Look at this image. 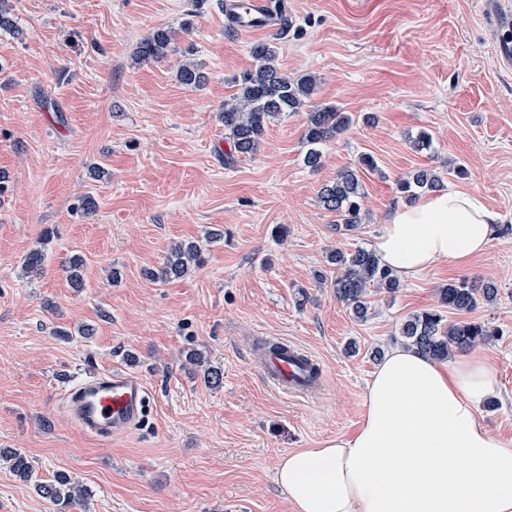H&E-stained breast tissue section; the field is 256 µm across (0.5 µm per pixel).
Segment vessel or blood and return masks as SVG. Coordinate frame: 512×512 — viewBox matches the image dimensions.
Returning a JSON list of instances; mask_svg holds the SVG:
<instances>
[{
	"instance_id": "vessel-or-blood-1",
	"label": "vessel or blood",
	"mask_w": 512,
	"mask_h": 512,
	"mask_svg": "<svg viewBox=\"0 0 512 512\" xmlns=\"http://www.w3.org/2000/svg\"><path fill=\"white\" fill-rule=\"evenodd\" d=\"M248 18L238 19L246 33L278 28L279 18L267 0H251ZM253 366L267 384L289 395H308L323 383L325 371L309 351L284 338L264 341L253 353ZM150 391L136 375L115 371L94 375L70 390L67 408L77 425L87 434L106 437L125 432L139 423L149 402Z\"/></svg>"
}]
</instances>
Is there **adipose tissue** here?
<instances>
[{"mask_svg":"<svg viewBox=\"0 0 512 512\" xmlns=\"http://www.w3.org/2000/svg\"><path fill=\"white\" fill-rule=\"evenodd\" d=\"M499 222L479 198L451 189L394 208L374 251L413 279L485 253ZM496 390L482 355L442 365L392 348L366 385L357 431L283 455L274 480L292 512H512V444L480 418Z\"/></svg>","mask_w":512,"mask_h":512,"instance_id":"ef3b65f1","label":"adipose tissue"}]
</instances>
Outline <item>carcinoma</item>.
Masks as SVG:
<instances>
[{
    "label": "carcinoma",
    "mask_w": 512,
    "mask_h": 512,
    "mask_svg": "<svg viewBox=\"0 0 512 512\" xmlns=\"http://www.w3.org/2000/svg\"><path fill=\"white\" fill-rule=\"evenodd\" d=\"M171 43V34L157 29L139 46L137 58L141 62L164 57ZM256 66L235 79L236 91L224 100L220 119L224 135L231 143V152L224 165L234 163L237 156H250L257 151L265 127L271 119L287 112H306L304 140L307 150L303 156L305 167L315 171L322 166V146L343 133L352 122L351 117L332 105L314 101L317 79L305 73L297 78L281 71L275 46L257 42L251 47ZM178 80L186 85H199L204 75L191 63L183 64L177 72ZM377 165L369 155H363L355 167L341 170L336 178L325 184L319 201L323 209L336 214V225L353 231L362 222V184L360 171H374ZM444 187L443 176L434 169H419L397 181V191L407 202H413L420 193ZM201 252L197 245L176 244L171 247L161 267L146 272L155 282L164 283L186 276L200 264ZM329 263L336 267L333 281L336 299L350 309L355 318L363 320L371 308L370 289L388 292L399 287L393 272L382 266L374 252L358 247L350 252L336 250L329 255ZM441 306L458 312H470L478 301L492 302L497 288L489 283L462 280L438 290ZM401 335L406 344L419 353L436 360H445L454 351H463L489 341L495 331L479 322H447L439 310L423 311L404 322ZM43 496L60 508L81 503L87 489L65 474L40 484Z\"/></svg>",
    "instance_id": "obj_1"
}]
</instances>
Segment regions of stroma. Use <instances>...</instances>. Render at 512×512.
Wrapping results in <instances>:
<instances>
[{"instance_id":"obj_1","label":"stroma","mask_w":512,"mask_h":512,"mask_svg":"<svg viewBox=\"0 0 512 512\" xmlns=\"http://www.w3.org/2000/svg\"><path fill=\"white\" fill-rule=\"evenodd\" d=\"M222 0H6L0 29V512H57L37 490L60 473L89 495L71 512H292L273 481L280 457L351 435L381 356L402 323L438 308L461 280L497 287L463 319L498 329L480 345L498 386L484 424L512 443V232L465 265L440 262L355 319L332 288L336 249L371 248L402 199L399 178L452 161L444 178L512 225V67L497 56L512 0H288L286 33L242 34ZM172 35L163 58L137 62L141 41ZM272 43L284 72L318 78L316 102L351 114L310 171L306 115L272 119L257 151L225 166L219 111L250 48ZM199 85L177 78L182 64ZM432 138L419 150L420 133ZM372 155L365 220L336 228L318 194ZM203 263L165 283L146 271L177 242ZM41 250L42 265L23 269ZM84 285L64 272L72 256ZM261 336H282L323 364L324 390L281 395L251 364ZM202 357L189 362L190 354ZM220 371L219 383L207 380ZM122 370L150 392L140 426L83 434L62 394Z\"/></svg>"}]
</instances>
